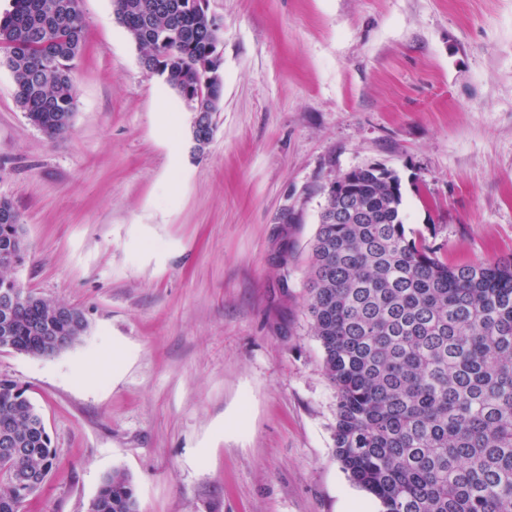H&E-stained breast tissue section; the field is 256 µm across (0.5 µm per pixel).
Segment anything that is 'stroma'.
<instances>
[{"instance_id":"1","label":"stroma","mask_w":512,"mask_h":512,"mask_svg":"<svg viewBox=\"0 0 512 512\" xmlns=\"http://www.w3.org/2000/svg\"><path fill=\"white\" fill-rule=\"evenodd\" d=\"M223 106L146 72L112 0H83L71 127L46 137L0 65L12 275L83 310L51 358L0 351L56 467L25 512H87L132 477L139 512H344L336 391L307 309L324 188L395 171L407 237L451 264L512 260V0H207Z\"/></svg>"}]
</instances>
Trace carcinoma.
I'll return each instance as SVG.
<instances>
[{"mask_svg": "<svg viewBox=\"0 0 512 512\" xmlns=\"http://www.w3.org/2000/svg\"><path fill=\"white\" fill-rule=\"evenodd\" d=\"M81 4L12 0L0 13V63L16 104L51 138L74 115ZM113 6L149 72L195 115L221 111L219 29L198 0ZM402 205L394 171L357 167L327 189L320 214L308 312L336 389V459L380 512H512V261H441L406 236ZM20 235V213L0 197V251ZM10 269L0 261V299L20 289ZM87 328L79 308L31 293L0 333V350L53 357ZM51 336L69 342L56 349ZM55 467L26 390L0 378V512H23ZM88 512H139L130 475H106Z\"/></svg>", "mask_w": 512, "mask_h": 512, "instance_id": "carcinoma-1", "label": "carcinoma"}]
</instances>
